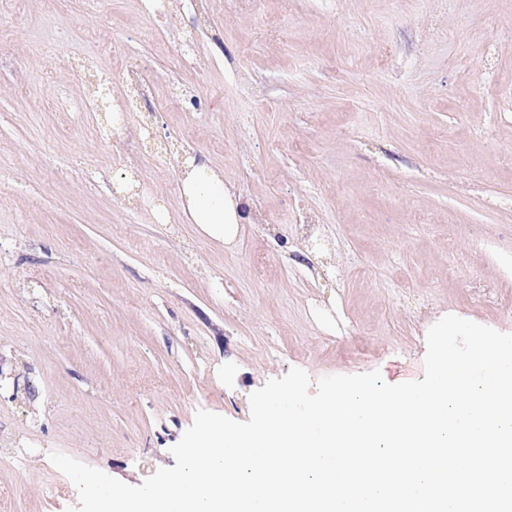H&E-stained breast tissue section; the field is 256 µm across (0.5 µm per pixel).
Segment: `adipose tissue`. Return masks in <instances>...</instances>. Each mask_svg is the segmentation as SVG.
<instances>
[{
  "label": "adipose tissue",
  "instance_id": "1",
  "mask_svg": "<svg viewBox=\"0 0 512 512\" xmlns=\"http://www.w3.org/2000/svg\"><path fill=\"white\" fill-rule=\"evenodd\" d=\"M183 212L211 238L231 242L239 230L234 193L209 164L193 166L182 182Z\"/></svg>",
  "mask_w": 512,
  "mask_h": 512
}]
</instances>
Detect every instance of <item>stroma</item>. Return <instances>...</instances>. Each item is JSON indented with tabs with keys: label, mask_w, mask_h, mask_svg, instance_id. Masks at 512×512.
Listing matches in <instances>:
<instances>
[{
	"label": "stroma",
	"mask_w": 512,
	"mask_h": 512,
	"mask_svg": "<svg viewBox=\"0 0 512 512\" xmlns=\"http://www.w3.org/2000/svg\"><path fill=\"white\" fill-rule=\"evenodd\" d=\"M142 3L0 0V512L77 506L51 452L136 486L290 369L398 384L444 316L512 333V0ZM194 159L232 243L183 216Z\"/></svg>",
	"instance_id": "stroma-1"
}]
</instances>
